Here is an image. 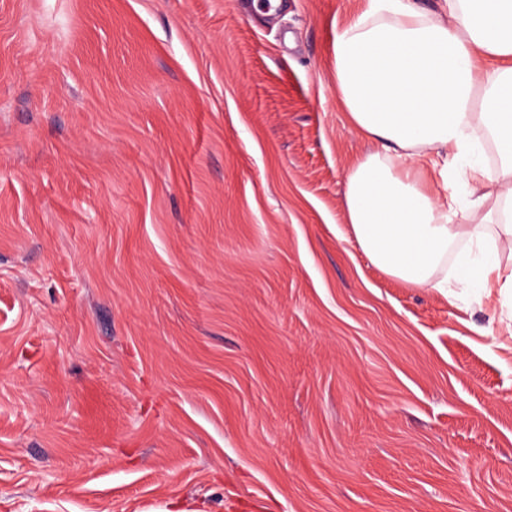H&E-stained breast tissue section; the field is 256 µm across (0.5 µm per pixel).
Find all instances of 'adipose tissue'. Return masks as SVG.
<instances>
[{"mask_svg": "<svg viewBox=\"0 0 512 512\" xmlns=\"http://www.w3.org/2000/svg\"><path fill=\"white\" fill-rule=\"evenodd\" d=\"M332 59L338 100L375 146L346 176L358 246L407 285L511 302L512 0H365Z\"/></svg>", "mask_w": 512, "mask_h": 512, "instance_id": "ef3b65f1", "label": "adipose tissue"}]
</instances>
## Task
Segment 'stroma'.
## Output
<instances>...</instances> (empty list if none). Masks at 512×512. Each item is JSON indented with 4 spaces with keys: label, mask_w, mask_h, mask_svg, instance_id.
Returning a JSON list of instances; mask_svg holds the SVG:
<instances>
[{
    "label": "stroma",
    "mask_w": 512,
    "mask_h": 512,
    "mask_svg": "<svg viewBox=\"0 0 512 512\" xmlns=\"http://www.w3.org/2000/svg\"><path fill=\"white\" fill-rule=\"evenodd\" d=\"M363 0H0V512H512L507 309L380 271Z\"/></svg>",
    "instance_id": "35a3bbf8"
}]
</instances>
